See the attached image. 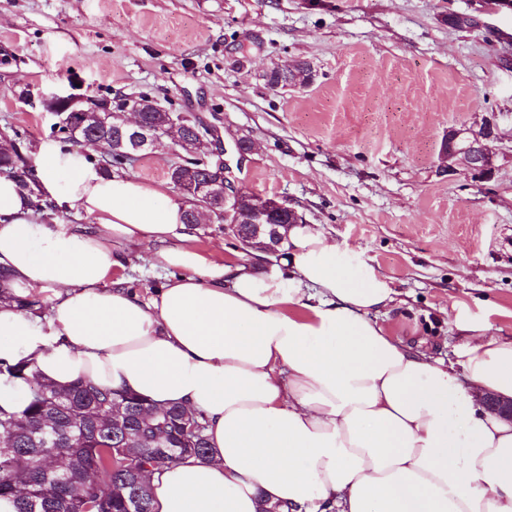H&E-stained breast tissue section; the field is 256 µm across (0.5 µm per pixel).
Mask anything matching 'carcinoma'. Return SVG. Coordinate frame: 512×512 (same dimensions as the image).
Returning a JSON list of instances; mask_svg holds the SVG:
<instances>
[{
	"label": "carcinoma",
	"instance_id": "cac0c4a2",
	"mask_svg": "<svg viewBox=\"0 0 512 512\" xmlns=\"http://www.w3.org/2000/svg\"><path fill=\"white\" fill-rule=\"evenodd\" d=\"M312 78L305 62L294 70L276 67L265 74L267 85L286 88L305 84ZM79 138H92L103 149L98 165L106 174L127 160L119 153L112 125H95L88 113H71ZM187 125L179 133L184 153L168 177L173 186L183 180L206 183L213 179L201 164L205 148L194 140L192 127L198 118L183 117ZM15 145L0 150V177L13 179L37 211H52L54 205L38 188L33 166L21 150L22 135L14 132ZM0 375L26 386L23 409L9 412L0 408V438L8 444L0 448V485L11 482L17 494L3 500L0 512H86L98 492L106 495L99 512H129L127 502L139 491L136 512H151V482L140 487L112 468V449L123 448L139 457L141 466L162 474L173 465L194 457L204 459L209 443L205 418L193 414L197 429L184 424L186 410L178 406L148 405L141 398L77 381L66 389L43 380L30 363L20 359L0 363Z\"/></svg>",
	"mask_w": 512,
	"mask_h": 512
}]
</instances>
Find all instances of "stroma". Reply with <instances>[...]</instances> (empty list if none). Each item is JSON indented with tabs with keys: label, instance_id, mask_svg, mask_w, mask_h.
Here are the masks:
<instances>
[{
	"label": "stroma",
	"instance_id": "obj_1",
	"mask_svg": "<svg viewBox=\"0 0 512 512\" xmlns=\"http://www.w3.org/2000/svg\"><path fill=\"white\" fill-rule=\"evenodd\" d=\"M465 14L459 29L449 16ZM307 62L309 84L265 73ZM55 96L85 105L145 96L252 150L238 174L362 252L399 290L385 324L409 345L454 354L458 314L512 336V0H0V139L56 143ZM495 114V169L478 178L440 157L449 127ZM180 150L151 151L125 175L168 183ZM202 251L256 270L220 224ZM171 276L131 252L113 279L149 297Z\"/></svg>",
	"mask_w": 512,
	"mask_h": 512
}]
</instances>
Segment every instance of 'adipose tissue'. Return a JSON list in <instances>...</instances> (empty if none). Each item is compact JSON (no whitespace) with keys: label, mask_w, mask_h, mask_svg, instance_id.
Returning <instances> with one entry per match:
<instances>
[{"label":"adipose tissue","mask_w":512,"mask_h":512,"mask_svg":"<svg viewBox=\"0 0 512 512\" xmlns=\"http://www.w3.org/2000/svg\"><path fill=\"white\" fill-rule=\"evenodd\" d=\"M36 177L92 228L48 223L0 177L1 285L48 293V319L0 304V360L206 417V460L152 480L153 512H512V338L456 319L455 358L389 336L393 278L316 224L284 268L200 251L163 185L49 146ZM174 269L143 299L111 283L120 246Z\"/></svg>","instance_id":"adipose-tissue-1"}]
</instances>
